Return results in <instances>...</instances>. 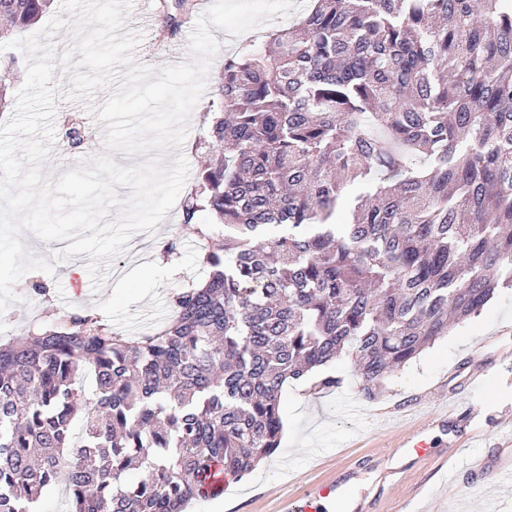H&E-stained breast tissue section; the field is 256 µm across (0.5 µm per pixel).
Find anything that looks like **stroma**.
Here are the masks:
<instances>
[{"label": "stroma", "instance_id": "35a3bbf8", "mask_svg": "<svg viewBox=\"0 0 512 512\" xmlns=\"http://www.w3.org/2000/svg\"><path fill=\"white\" fill-rule=\"evenodd\" d=\"M173 0H156L157 9L147 24L136 16L141 0H130L125 29L137 38L133 58L137 63L158 68L169 62H183L192 57L190 27L166 36V55L153 50L156 35L162 33V9ZM281 18L258 24L234 37L214 29L219 43L208 83H215L224 66V56L242 43L261 44L269 32L281 25ZM84 149L72 153L60 143H53L44 163V171L56 175L71 170L80 156L91 155L102 135V125L84 117ZM177 240L180 258L177 266L162 262L160 250L169 240ZM198 240L194 231L182 222V207L174 205L164 223L158 224L150 246L127 260L122 275L109 276L101 293L77 296L69 292L66 275L69 266H85L89 257L73 256L70 263L59 264L55 274L31 271L13 286L21 301L12 305L4 322L10 336L23 335L28 320L46 325L63 314L102 308L107 324L127 330L135 336L149 333L170 314L172 296L206 275L197 261ZM41 282L45 294L31 290ZM512 363V288L501 289L479 315L457 325L440 337L405 367L390 376L375 400H366L360 380L349 357H342L332 371L342 384L332 391L313 392L290 382L282 397L283 430L277 452L261 462L255 470L228 483L223 497L191 502L187 512H270L274 503L296 488L302 474L332 475L352 466L368 469L377 450L394 454L406 471L401 482L385 484L383 512H398L409 491H416L417 512H484L485 500L462 484L445 486L440 474L430 467L414 463L399 453L397 440L389 432L388 416H400L408 422L423 412L437 411L448 395L460 397L461 405L480 410L488 421L477 437L479 445L498 443V416L512 413V385H502L495 373L488 372L483 385L470 388L468 378L478 366L490 367L498 359ZM276 473V483H268L269 473Z\"/></svg>", "mask_w": 512, "mask_h": 512}]
</instances>
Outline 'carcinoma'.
<instances>
[{"label":"carcinoma","instance_id":"carcinoma-1","mask_svg":"<svg viewBox=\"0 0 512 512\" xmlns=\"http://www.w3.org/2000/svg\"><path fill=\"white\" fill-rule=\"evenodd\" d=\"M51 2L0 0V39ZM203 126L205 282L150 334L70 313L0 342V512L62 474L68 512H184L279 448L288 381L334 390L347 355L373 399L512 287L507 0H311L224 56Z\"/></svg>","mask_w":512,"mask_h":512}]
</instances>
